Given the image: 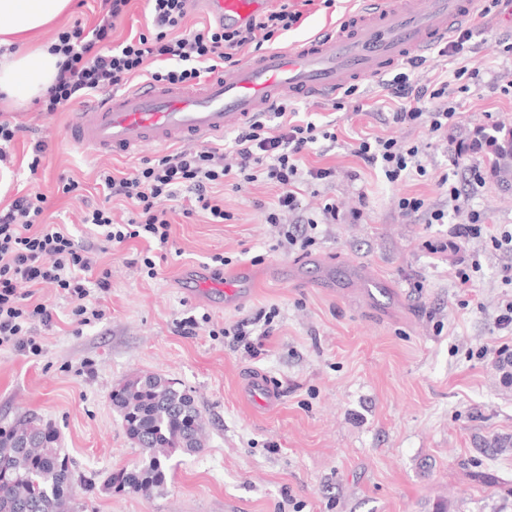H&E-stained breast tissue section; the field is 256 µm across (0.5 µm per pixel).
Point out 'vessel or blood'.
<instances>
[{
	"mask_svg": "<svg viewBox=\"0 0 512 512\" xmlns=\"http://www.w3.org/2000/svg\"><path fill=\"white\" fill-rule=\"evenodd\" d=\"M224 24L256 17L264 0H201ZM363 7L339 23L332 37L318 33L296 44L248 60L201 87L142 82L99 103L78 107L67 135L79 148L131 153L146 147L223 138L276 100L333 97L360 80L377 77L408 57L447 40L469 16L474 0H363ZM197 289L241 296L239 277L221 283L200 280ZM245 393L264 407L275 406L277 391L251 378Z\"/></svg>",
	"mask_w": 512,
	"mask_h": 512,
	"instance_id": "vessel-or-blood-1",
	"label": "vessel or blood"
}]
</instances>
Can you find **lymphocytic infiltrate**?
Instances as JSON below:
<instances>
[{"label": "lymphocytic infiltrate", "instance_id": "lymphocytic-infiltrate-1", "mask_svg": "<svg viewBox=\"0 0 512 512\" xmlns=\"http://www.w3.org/2000/svg\"><path fill=\"white\" fill-rule=\"evenodd\" d=\"M152 31L132 37L108 52L102 43L110 41L114 22L129 0H103L105 15L92 29L74 26L55 37L51 48L62 54L60 72L42 98L47 114L63 111L78 100L92 101L129 86L132 79L145 75L156 83L201 85L212 74L228 70L239 62L243 52L257 53L264 46L301 24L302 14L288 0L269 10L258 20L243 26L206 25L188 28V0H148ZM157 70L148 71V62ZM425 62L415 55L403 62L401 72L385 81L389 95L402 99L392 119L397 124L425 125L429 134L442 135L449 124L457 122L455 108L442 105L448 82L416 83L412 75ZM290 100L273 106L271 114H260L239 128L233 148L238 157L236 168L224 164L220 147L209 146L194 153L171 152L142 163L133 172L99 175L109 197L125 200L133 209L127 223H115L112 210L102 206L89 211L85 223L94 226L103 242L122 244L142 238L154 248L142 256L148 276H156L158 263L167 261L171 235V216L191 217L206 212L212 223L227 220L224 199L215 190L223 186L231 171L244 181L257 178L275 184L280 192L275 204L265 213L267 223H279L282 213L298 207L299 182L329 180L328 167L301 169L299 161L319 140H335L326 126L311 121H292L287 117ZM277 118L270 127L268 118ZM419 149L398 144L392 138L360 141L356 153L366 162L380 165L389 181L411 174ZM49 200L35 191L15 198L0 208V350H23L40 355L42 347L34 335L35 325L51 328L53 312L44 304L28 305L18 292V282L33 288H52L73 305L79 325L101 319L100 308H88L92 291L111 288V273L97 269L92 249L75 243L71 235L55 224L43 223Z\"/></svg>", "mask_w": 512, "mask_h": 512}]
</instances>
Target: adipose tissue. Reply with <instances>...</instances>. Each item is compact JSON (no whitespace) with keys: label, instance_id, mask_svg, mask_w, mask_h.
<instances>
[{"label":"adipose tissue","instance_id":"adipose-tissue-1","mask_svg":"<svg viewBox=\"0 0 512 512\" xmlns=\"http://www.w3.org/2000/svg\"><path fill=\"white\" fill-rule=\"evenodd\" d=\"M71 7L72 0H0V98L6 103L26 105L52 87L61 57L32 41Z\"/></svg>","mask_w":512,"mask_h":512}]
</instances>
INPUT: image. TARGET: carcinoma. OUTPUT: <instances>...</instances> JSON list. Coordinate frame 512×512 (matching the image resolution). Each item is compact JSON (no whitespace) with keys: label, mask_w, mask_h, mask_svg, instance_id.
<instances>
[{"label":"carcinoma","mask_w":512,"mask_h":512,"mask_svg":"<svg viewBox=\"0 0 512 512\" xmlns=\"http://www.w3.org/2000/svg\"><path fill=\"white\" fill-rule=\"evenodd\" d=\"M488 154L492 177L512 181V129L503 126L473 144ZM112 406L126 435L139 446L132 468L109 475L105 489L151 497L167 483L168 462L179 451L204 448L205 421L194 391L158 375H136L114 388ZM77 502L72 466L61 454L59 434L49 422L26 417L0 428V512H84Z\"/></svg>","instance_id":"cac0c4a2"}]
</instances>
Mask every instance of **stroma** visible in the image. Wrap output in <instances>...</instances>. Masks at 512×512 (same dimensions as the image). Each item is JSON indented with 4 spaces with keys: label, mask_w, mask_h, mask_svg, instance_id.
<instances>
[{
    "label": "stroma",
    "mask_w": 512,
    "mask_h": 512,
    "mask_svg": "<svg viewBox=\"0 0 512 512\" xmlns=\"http://www.w3.org/2000/svg\"><path fill=\"white\" fill-rule=\"evenodd\" d=\"M294 6L304 21L276 47L334 29L356 0H336L332 10L320 0ZM470 24L476 34L467 60L431 49L414 74L424 84L464 65L479 70L466 84L449 81L448 103L462 117L442 138L421 125L394 124L399 103L379 77L360 82V98L339 105L296 101L300 118L331 123L337 136L320 141L304 167H329L334 175L302 183L297 210L281 224L265 221L274 185L229 180L228 220L174 216L173 251L156 277L134 262L140 241L98 253L112 286L96 323L74 324L54 289L32 296L54 310L56 325L39 331L40 355L0 350V427L25 414L52 423L81 481L86 512H512V450L493 447L512 437V383L498 353L512 346V329L497 323L512 300L503 280L508 258L483 236L448 245L451 225L468 223L475 211L488 223L512 225V186L498 183L483 153L470 148L492 128L512 127V54L503 51L512 43V5ZM0 118L23 128L11 162L0 166V201L42 192L52 201L46 221L68 225L86 244L82 217L87 204L102 200L99 172L129 173L162 154L154 147L128 155L80 149L65 135L68 112L50 116L36 103ZM363 137L418 146L421 173L388 181L356 154ZM38 142L47 151L32 174L27 155ZM474 168L481 184L471 181ZM66 178L84 185L86 200L59 197ZM451 183L459 200L448 197ZM412 196L427 210H444L447 223H429L427 210L405 214L399 202ZM329 200L332 219L322 214ZM311 218L319 222L313 242L302 250L284 245V226ZM216 254L253 279L249 296L232 308L189 296L179 281L187 267L215 271ZM462 262L477 266L468 288L452 276ZM369 278L389 284L382 302L361 291ZM268 312L274 319L265 337L255 319ZM191 315L207 321L186 336L178 324ZM244 319L253 322L259 356L227 334ZM144 374L194 390L206 422L202 451L175 453L165 490L150 498L103 488L140 454L110 393ZM256 374L281 396L274 411L240 398Z\"/></svg>",
    "instance_id": "1"
}]
</instances>
